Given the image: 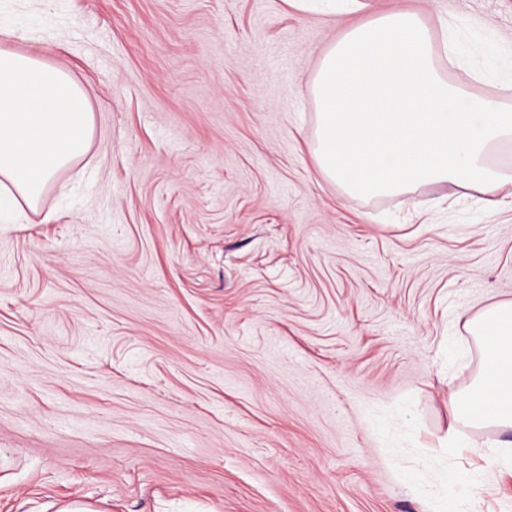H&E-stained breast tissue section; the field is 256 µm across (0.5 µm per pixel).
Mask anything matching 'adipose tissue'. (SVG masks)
Returning <instances> with one entry per match:
<instances>
[{"label":"adipose tissue","mask_w":512,"mask_h":512,"mask_svg":"<svg viewBox=\"0 0 512 512\" xmlns=\"http://www.w3.org/2000/svg\"><path fill=\"white\" fill-rule=\"evenodd\" d=\"M0 31V198L37 209L47 183L83 158L94 134L86 89L63 67L6 46ZM456 63L450 39H435L423 13L393 8L345 27L321 53L305 89L317 108L311 153L349 198L449 184L496 195L512 173L489 157L512 142V107L471 99L449 82L438 55ZM484 345L473 383L451 394L447 445L466 428L512 431V301L467 322Z\"/></svg>","instance_id":"1"}]
</instances>
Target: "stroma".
<instances>
[{
    "label": "stroma",
    "mask_w": 512,
    "mask_h": 512,
    "mask_svg": "<svg viewBox=\"0 0 512 512\" xmlns=\"http://www.w3.org/2000/svg\"><path fill=\"white\" fill-rule=\"evenodd\" d=\"M420 9L472 96L512 85V0ZM351 18L282 0H0L96 132L17 223L0 208V512H506L512 432L442 448L512 300V196L348 199L302 90ZM54 223H43L46 212Z\"/></svg>",
    "instance_id": "35a3bbf8"
}]
</instances>
